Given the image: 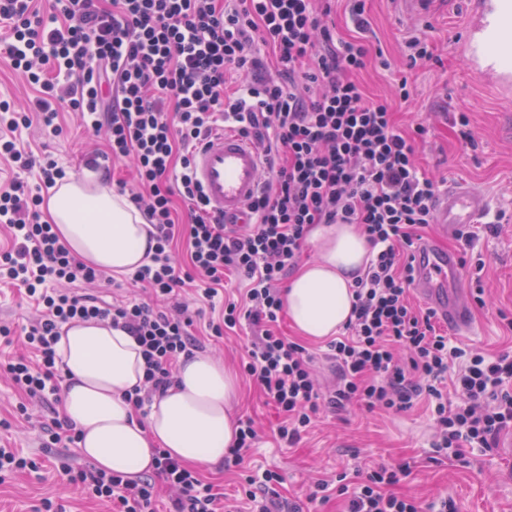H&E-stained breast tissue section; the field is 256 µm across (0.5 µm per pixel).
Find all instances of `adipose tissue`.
Listing matches in <instances>:
<instances>
[{
	"label": "adipose tissue",
	"mask_w": 512,
	"mask_h": 512,
	"mask_svg": "<svg viewBox=\"0 0 512 512\" xmlns=\"http://www.w3.org/2000/svg\"><path fill=\"white\" fill-rule=\"evenodd\" d=\"M45 219L85 263L116 275L143 264L145 221L126 197L94 173L50 189ZM316 254L294 274L284 308L300 336L321 342L337 336L352 312L353 286L371 246L355 224H318L308 235ZM61 414L80 433L79 452L97 468L132 480L151 472L157 450L190 466L216 467L232 445L237 421L231 401L237 380L223 363L197 353L182 359L173 385L137 412L127 394L144 381L136 340L107 321L63 325Z\"/></svg>",
	"instance_id": "ef3b65f1"
}]
</instances>
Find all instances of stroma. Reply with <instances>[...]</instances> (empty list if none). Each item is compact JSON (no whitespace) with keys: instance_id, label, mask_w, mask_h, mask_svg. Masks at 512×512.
Masks as SVG:
<instances>
[{"instance_id":"35a3bbf8","label":"stroma","mask_w":512,"mask_h":512,"mask_svg":"<svg viewBox=\"0 0 512 512\" xmlns=\"http://www.w3.org/2000/svg\"><path fill=\"white\" fill-rule=\"evenodd\" d=\"M368 7L371 28L366 39L371 48L400 59L410 30L420 31L435 47L436 61L409 73L413 101L398 115L404 128L420 122L429 127L425 143L418 146L421 166L448 183L463 182L482 193L489 202L487 221L500 223L495 235L481 225L472 227L463 286L470 296L483 287L485 304L472 308L474 333L454 336L453 341L488 355L512 351V329L499 317L503 311L512 314V104L502 103L482 86L457 53L463 8L452 11L446 0H437L422 20L403 12L397 0H368ZM457 112L469 113L474 145H461L451 124ZM63 124L57 137L47 136L36 124L17 130L15 137L34 153L51 152L67 173H82L85 155L104 148V139L88 134L76 113H65ZM479 260L484 269L478 274L473 265ZM238 382L234 412L254 419L260 442L245 453L240 467L203 469L204 478L227 495H234L248 471L270 469L283 479L279 494L302 503L318 480L334 479L339 470L385 465L405 468L395 491L422 503L447 498L454 501L456 512H512L510 433L500 437L496 448L467 452L466 463L451 464L434 457V428L425 403L397 414L354 403L336 412L322 410L314 428L290 446L275 436L280 421L275 407L248 377L239 376ZM19 400L0 375V419L12 422L10 429H0V440L36 463L35 469L0 484V512H39L46 499L63 505L65 512H106L58 470L54 452L40 445L38 429L16 418Z\"/></svg>"}]
</instances>
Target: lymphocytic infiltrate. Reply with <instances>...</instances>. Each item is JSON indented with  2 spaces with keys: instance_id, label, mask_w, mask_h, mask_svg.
I'll list each match as a JSON object with an SVG mask.
<instances>
[{
  "instance_id": "f902f5d3",
  "label": "lymphocytic infiltrate",
  "mask_w": 512,
  "mask_h": 512,
  "mask_svg": "<svg viewBox=\"0 0 512 512\" xmlns=\"http://www.w3.org/2000/svg\"><path fill=\"white\" fill-rule=\"evenodd\" d=\"M355 35L336 34L335 0H54L43 14L33 0H0V54L35 86L19 109L0 101V129L39 122L60 136L63 110L80 113L85 129L105 132L107 149L89 156L125 162L142 191L132 201L150 226L155 247L130 273L131 286L173 297L204 276L201 295L219 296L226 278L246 284L225 297L212 335L248 326L243 372L282 417L279 438L295 444L320 408L352 403L396 412L426 398L436 429L435 453L464 461L469 449L495 448L512 429V354L488 356L453 345L433 312L408 299L409 253L434 221L442 182L423 172L415 143L424 125L402 129L395 113L409 102L407 77L387 95H369L359 81L370 46L366 0H348ZM255 144L262 187L248 205L250 227L225 223L192 177L195 152L224 128ZM19 172L0 189V225L12 245L0 252V280L23 286L39 315L22 328L0 324V340L20 342L6 363L11 386L51 414L40 424L42 445L76 443L72 423L55 414L61 371L55 346L61 325L107 320L133 336L145 361V380L128 395L143 408L174 381L172 368L201 341L185 304L163 309L147 302L107 305L73 291L103 278L61 243L42 221L43 189L66 177L51 155H34L0 138V159ZM185 212H177L176 202ZM317 224H356L372 247L344 335L328 342L335 387L321 392L304 345L278 330L281 284ZM187 246L186 260L175 253ZM460 362L448 379V361ZM70 483L111 512H157L158 485L171 492L168 512H237L197 472L158 451L151 475L132 482L91 465L61 462ZM281 477L246 475L241 491L252 512H304L280 497ZM347 512H421L410 497L391 493L397 470L384 466L357 482L338 474Z\"/></svg>"
}]
</instances>
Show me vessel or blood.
Wrapping results in <instances>:
<instances>
[{"mask_svg":"<svg viewBox=\"0 0 512 512\" xmlns=\"http://www.w3.org/2000/svg\"><path fill=\"white\" fill-rule=\"evenodd\" d=\"M465 34L456 48L470 71L498 98L512 102V0H468ZM258 149L244 137L226 131L214 136L195 154L192 174L215 212L227 223L247 224V205L260 188ZM488 202L479 192L458 183L440 193L435 203L437 237L418 243L412 254L414 292L423 305L449 328L471 333L469 307L457 288L463 270L458 253L438 240L458 235L480 223Z\"/></svg>","mask_w":512,"mask_h":512,"instance_id":"1","label":"vessel or blood"}]
</instances>
